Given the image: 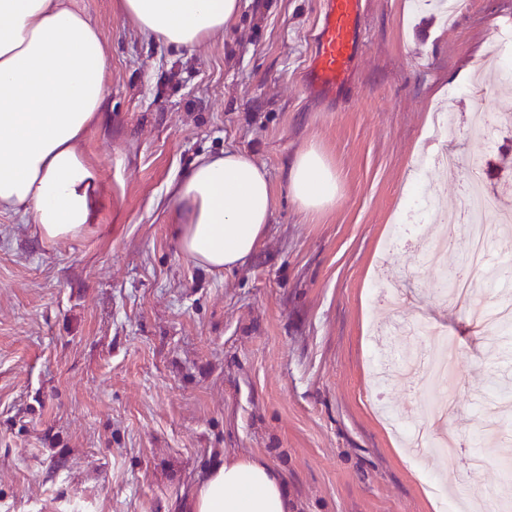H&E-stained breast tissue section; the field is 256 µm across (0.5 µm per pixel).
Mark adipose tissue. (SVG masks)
Instances as JSON below:
<instances>
[{
    "mask_svg": "<svg viewBox=\"0 0 512 512\" xmlns=\"http://www.w3.org/2000/svg\"><path fill=\"white\" fill-rule=\"evenodd\" d=\"M147 39L193 50L223 32L240 0H120ZM106 39L76 0H0V211L27 215L48 240L94 220L97 186L79 147L104 119ZM293 201L318 212L336 201V172L314 147L288 169ZM181 252L221 272L254 251L272 216L263 166L225 151L202 157L168 188ZM190 512H290L282 473L249 457L212 467L190 492Z\"/></svg>",
    "mask_w": 512,
    "mask_h": 512,
    "instance_id": "ef3b65f1",
    "label": "adipose tissue"
}]
</instances>
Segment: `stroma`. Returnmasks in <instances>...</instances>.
Masks as SVG:
<instances>
[{
    "instance_id": "1",
    "label": "stroma",
    "mask_w": 512,
    "mask_h": 512,
    "mask_svg": "<svg viewBox=\"0 0 512 512\" xmlns=\"http://www.w3.org/2000/svg\"><path fill=\"white\" fill-rule=\"evenodd\" d=\"M79 5L104 33L111 76L106 118L80 143L97 219L49 242L0 212V512H183L193 484L239 455L282 472L292 512H440L431 476L452 495L491 487L512 501V420L480 471L462 457L420 467L378 407L425 426L424 403L371 368L380 350L412 361L435 345L372 327L422 318L454 339L449 424L468 448L488 374L512 378V354L489 358L488 331L439 304V274L415 245L385 249L417 184L434 198L419 221L429 240L470 176L512 204V125L487 138L466 125L476 108L512 112V95L459 97L450 136L432 128L512 0H466L450 20L418 0H363V51L333 97L302 80L321 0H241L190 52L144 38L118 0ZM313 145L339 192L308 213L287 171ZM445 147L451 171L431 161ZM226 150L266 169L275 203L254 252L224 273L179 251L166 213L169 184ZM384 277L407 294L397 310L377 297Z\"/></svg>"
}]
</instances>
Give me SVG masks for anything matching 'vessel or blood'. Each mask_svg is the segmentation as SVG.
I'll list each match as a JSON object with an SVG mask.
<instances>
[{"mask_svg":"<svg viewBox=\"0 0 512 512\" xmlns=\"http://www.w3.org/2000/svg\"><path fill=\"white\" fill-rule=\"evenodd\" d=\"M361 0H324L307 85L330 92L346 79L363 42Z\"/></svg>","mask_w":512,"mask_h":512,"instance_id":"vessel-or-blood-1","label":"vessel or blood"}]
</instances>
